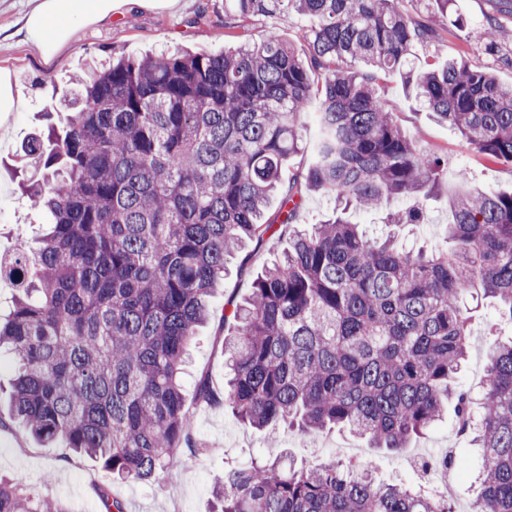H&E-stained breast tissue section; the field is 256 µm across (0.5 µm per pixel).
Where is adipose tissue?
<instances>
[{
	"label": "adipose tissue",
	"instance_id": "obj_1",
	"mask_svg": "<svg viewBox=\"0 0 512 512\" xmlns=\"http://www.w3.org/2000/svg\"><path fill=\"white\" fill-rule=\"evenodd\" d=\"M124 0H35L25 21L30 39L44 58H52L72 35L70 21L87 24L111 17L121 9Z\"/></svg>",
	"mask_w": 512,
	"mask_h": 512
}]
</instances>
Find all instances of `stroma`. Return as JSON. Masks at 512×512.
Returning a JSON list of instances; mask_svg holds the SVG:
<instances>
[{
    "label": "stroma",
    "mask_w": 512,
    "mask_h": 512,
    "mask_svg": "<svg viewBox=\"0 0 512 512\" xmlns=\"http://www.w3.org/2000/svg\"><path fill=\"white\" fill-rule=\"evenodd\" d=\"M32 6V0H0V68L11 70L23 101L19 112L10 118L8 135L0 139V256L10 254L19 238L32 237L38 230L33 223L35 213L20 189L24 168L21 145L35 132L58 124L60 115L54 107L71 89L73 74L89 61L121 54L140 56L164 48L218 51L241 41L257 42L272 33L291 42L298 53L307 51L301 34L308 21L296 13L245 19L236 13L232 0H181L175 12L150 10L139 0H128L110 21L76 23L72 40L47 63L26 38L24 23ZM449 10L467 20L470 36L465 40L449 36L444 58L460 56L478 69L494 67L500 82L511 85L512 65L493 62L483 51L481 40L485 18L503 17L512 25V16L503 15L502 0H452ZM382 93L400 125L418 145L448 156V169L428 202L427 223L398 228V242L417 246L444 243L448 189L459 166H467L473 186L512 191V168L488 160L447 125L436 122L399 77L387 78ZM283 246V241L275 238L258 247L250 243L229 259L228 271L211 298L209 319L189 347L183 374L185 408L197 447L181 450L178 464L158 482L115 480L98 462L74 453L64 439L47 443L35 440L11 416L15 365L5 352L0 353V473L21 479L32 495L63 501L70 512H101L100 496L104 493L120 499L126 512H212L211 487L225 468L250 463L271 452L298 464L333 457L336 446H351L360 449L361 461L375 466L385 480L413 482L422 458L451 449L472 451L471 442L457 436L448 415L395 454L366 447L363 440L346 431L336 430L306 443L273 426L257 430L243 424L230 408L196 400L194 387L200 376H208L215 387H223L221 338L229 333L227 315L250 294L254 279ZM473 315L474 333L459 379L469 388L475 385L476 372L484 369L494 340L512 337V325L500 320L491 301H482Z\"/></svg>",
    "instance_id": "obj_1"
}]
</instances>
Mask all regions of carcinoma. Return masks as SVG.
Instances as JSON below:
<instances>
[{"label": "carcinoma", "mask_w": 512, "mask_h": 512, "mask_svg": "<svg viewBox=\"0 0 512 512\" xmlns=\"http://www.w3.org/2000/svg\"><path fill=\"white\" fill-rule=\"evenodd\" d=\"M432 2L438 13L417 20L399 0H235L243 18H311L308 55L271 34L219 53L88 67L63 102L66 126L23 149L33 174L22 190L48 229L0 259V278L18 288L0 314V347L19 364L12 414L37 440L62 437L121 481L159 480L193 444L183 363L227 259L286 235L283 256L230 312L224 389L202 376L198 401L229 405L256 429L348 427L389 449L451 401L481 448L472 512H512V338L492 345L478 398L455 385L468 300L491 299L512 322V192L472 188L459 168L446 248L371 240L346 218L410 199L387 224L425 223L417 200L448 165L390 110L380 82L393 74L435 121L512 167V85L463 59L415 65L417 49L448 35L449 0ZM482 40L497 55L512 29L490 19ZM314 96L320 137L285 185ZM311 191L333 194L338 209L301 230ZM212 496L215 512H454L446 491L423 494L335 458L284 467L270 455L224 471ZM0 512L69 510L0 475Z\"/></svg>", "instance_id": "1"}]
</instances>
